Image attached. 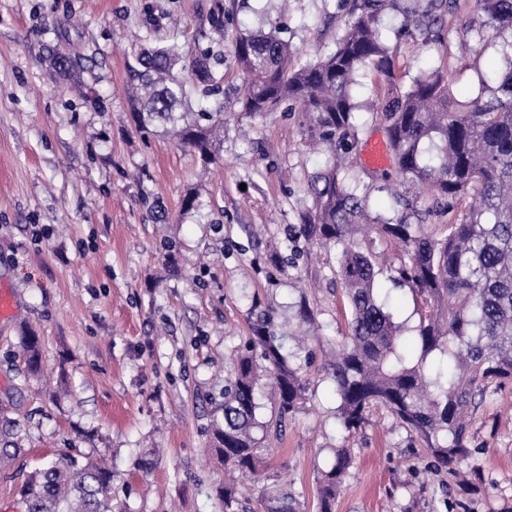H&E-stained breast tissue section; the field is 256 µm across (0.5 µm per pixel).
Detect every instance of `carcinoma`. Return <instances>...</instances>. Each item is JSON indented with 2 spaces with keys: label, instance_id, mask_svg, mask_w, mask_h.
Returning <instances> with one entry per match:
<instances>
[{
  "label": "carcinoma",
  "instance_id": "carcinoma-1",
  "mask_svg": "<svg viewBox=\"0 0 512 512\" xmlns=\"http://www.w3.org/2000/svg\"><path fill=\"white\" fill-rule=\"evenodd\" d=\"M354 2L353 20L336 49L305 63L275 30L235 35L232 52L244 76L242 111L255 116L289 102L309 138L334 147L298 234L340 248L336 276L351 318L327 371L340 399L342 425L351 433L371 408L382 407L429 449L435 466L446 468L472 454L468 414L491 387L512 380V0H478L491 38L500 40L504 72L490 97L465 103L456 100L438 70L401 85L378 24L391 0ZM134 53L130 77L140 90L139 126L158 127L202 160H215L211 131L224 123V113L190 109L197 94L207 95L217 84L209 54L188 61L175 42ZM366 70L379 90L377 102L366 109L385 125L402 183L424 188L430 203L448 217L443 238L424 231L421 217L416 226L408 223L406 214L394 224L366 225L404 244L408 260L396 272L428 308L417 328L421 353L414 362L397 353L400 327L379 301L373 258L355 240L369 216L348 173L349 154L359 143L351 87ZM250 332L225 380L223 420L214 429L224 467L245 478L269 452L255 435L266 427L257 418L261 375L271 379L277 425L299 408L305 394L300 368L282 353L270 319L259 317ZM18 349L26 368L38 372L41 348L34 329L22 331ZM433 352L446 357V370L426 368ZM352 465L351 449H335L321 487V512H331ZM111 483L112 470L104 465L58 459L23 482L21 502L24 512H112ZM220 498L224 512H249L229 484ZM261 506L262 512H300L297 499L275 487L262 490Z\"/></svg>",
  "mask_w": 512,
  "mask_h": 512
}]
</instances>
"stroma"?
<instances>
[{"instance_id": "stroma-1", "label": "stroma", "mask_w": 512, "mask_h": 512, "mask_svg": "<svg viewBox=\"0 0 512 512\" xmlns=\"http://www.w3.org/2000/svg\"><path fill=\"white\" fill-rule=\"evenodd\" d=\"M219 3L222 29L210 20ZM428 3L394 0L381 16L400 83L436 69L457 99L486 94L501 61L483 38L476 0H455L443 25L404 35L408 10ZM351 5L0 0V288L13 297L12 314L0 317V412L28 434L23 455L0 470V512H23L26 475L67 454L111 466L114 512H223L213 428L233 359L263 314L307 390L278 432L257 431L268 455L238 487L246 506L281 484L304 512H319L320 475L347 444L355 462L333 512H512V382L471 418L476 450L460 468L483 480L470 487L434 467L386 410L372 409L350 435L337 419L324 359L350 319L339 253L296 232L332 152L309 147L299 113L242 112L229 36L276 25L301 58L325 55L344 35ZM137 36L209 51L223 91L200 105L224 104L212 134L216 163L138 128L129 74ZM61 53L79 58L72 75L56 68ZM352 166L371 217L401 214L395 191L418 193L395 173L367 178L362 154ZM362 246L382 266L378 295L402 327L401 353L418 357L419 316L394 270L401 249L375 234ZM25 324L43 350L30 380L17 356Z\"/></svg>"}]
</instances>
